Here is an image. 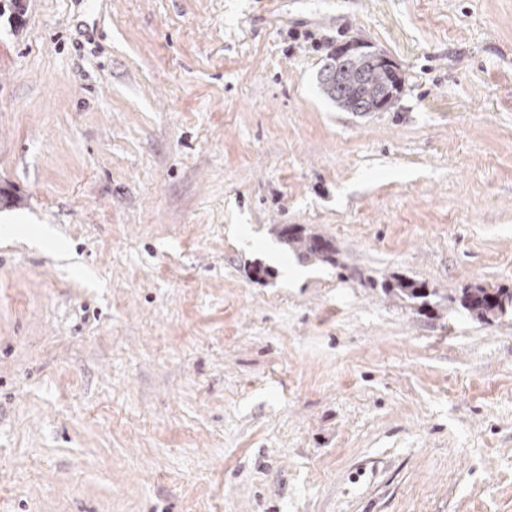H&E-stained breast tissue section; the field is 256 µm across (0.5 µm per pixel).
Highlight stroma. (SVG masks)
Instances as JSON below:
<instances>
[{"mask_svg":"<svg viewBox=\"0 0 512 512\" xmlns=\"http://www.w3.org/2000/svg\"><path fill=\"white\" fill-rule=\"evenodd\" d=\"M23 5L0 512H512V314L458 302L512 289V0ZM354 40L393 108L322 92ZM272 230L276 237L298 257L335 264L336 259L333 255L336 254V250L330 241L321 236L307 233L303 228L288 224H276ZM386 294L392 293L394 296L400 299L406 300H419L425 299L431 295H435L436 290L432 291L428 288V283L421 281L411 280H397L396 283L383 284L382 286ZM496 297H505L509 300L512 298V291L509 292L504 288L490 290L481 286L466 288L462 292L459 304L471 318L489 322L491 317H501L503 314L512 312L510 305L504 311L501 302L492 304V300Z\"/></svg>","mask_w":512,"mask_h":512,"instance_id":"obj_1","label":"stroma"}]
</instances>
